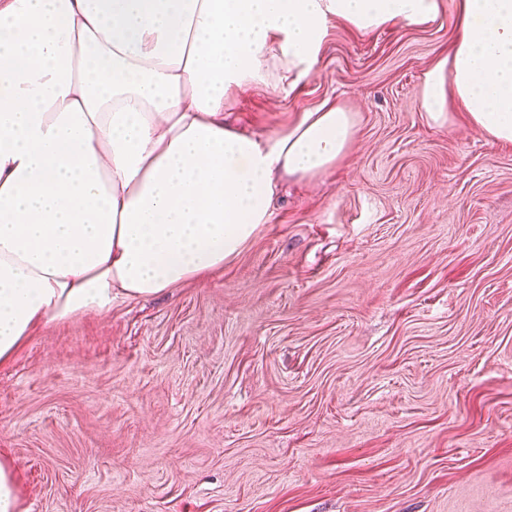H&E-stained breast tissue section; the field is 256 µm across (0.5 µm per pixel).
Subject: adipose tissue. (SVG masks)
<instances>
[{
	"instance_id": "obj_1",
	"label": "adipose tissue",
	"mask_w": 512,
	"mask_h": 512,
	"mask_svg": "<svg viewBox=\"0 0 512 512\" xmlns=\"http://www.w3.org/2000/svg\"><path fill=\"white\" fill-rule=\"evenodd\" d=\"M420 107L512 142V0H454ZM442 0H0V364L39 325L202 279L270 223L278 182L336 164L322 106L261 139L224 121L246 83L308 77L340 19L422 27Z\"/></svg>"
}]
</instances>
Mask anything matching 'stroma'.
I'll use <instances>...</instances> for the list:
<instances>
[{
  "mask_svg": "<svg viewBox=\"0 0 512 512\" xmlns=\"http://www.w3.org/2000/svg\"><path fill=\"white\" fill-rule=\"evenodd\" d=\"M455 33L335 20L293 90L234 89L242 133L329 101L356 135L222 272L0 366L21 512H512V143L419 100Z\"/></svg>",
  "mask_w": 512,
  "mask_h": 512,
  "instance_id": "35a3bbf8",
  "label": "stroma"
}]
</instances>
